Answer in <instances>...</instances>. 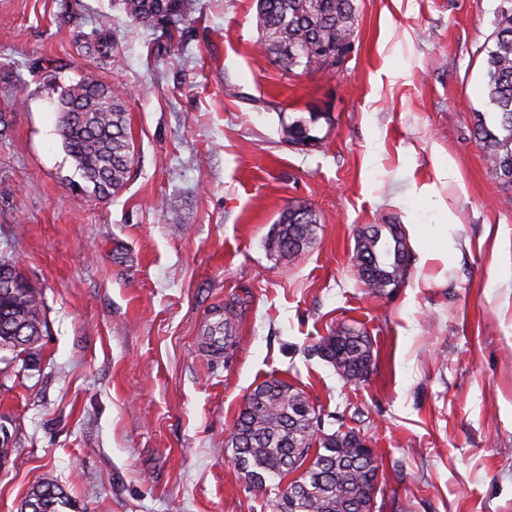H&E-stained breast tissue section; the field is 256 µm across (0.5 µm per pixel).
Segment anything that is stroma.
I'll return each mask as SVG.
<instances>
[{
    "mask_svg": "<svg viewBox=\"0 0 512 512\" xmlns=\"http://www.w3.org/2000/svg\"><path fill=\"white\" fill-rule=\"evenodd\" d=\"M500 0H355L334 74L256 51V0H199L158 40L122 0H0V254L38 288L46 331L0 371V512L52 476L63 512H273L225 446L275 377L365 435L382 512H512V184L473 135ZM112 37L97 66L93 46ZM126 87L135 158L95 197L58 133L62 86ZM310 122L319 142L288 143ZM303 200L317 239L292 266L273 228ZM402 225L405 283L371 293L359 229ZM236 313L229 360L208 330ZM367 335L366 382L313 347Z\"/></svg>",
    "mask_w": 512,
    "mask_h": 512,
    "instance_id": "35a3bbf8",
    "label": "stroma"
}]
</instances>
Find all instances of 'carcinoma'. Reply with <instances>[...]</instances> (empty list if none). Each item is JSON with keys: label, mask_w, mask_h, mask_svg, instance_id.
I'll return each instance as SVG.
<instances>
[{"label": "carcinoma", "mask_w": 512, "mask_h": 512, "mask_svg": "<svg viewBox=\"0 0 512 512\" xmlns=\"http://www.w3.org/2000/svg\"><path fill=\"white\" fill-rule=\"evenodd\" d=\"M134 20L161 29L173 39L194 20L196 0H123ZM358 25L355 0H257L259 48L292 73L328 72L325 55L353 38ZM492 45L485 48L486 94L495 121L479 114L475 135L493 174L512 183V0L495 11ZM128 92L86 74L62 88L58 133L92 193L107 199L130 177L134 147L128 135ZM292 145L315 142L296 121L285 129ZM319 217L305 201L288 205L279 218L272 246L278 259L292 263L317 237ZM410 264L406 236L398 224H368L357 234L353 268L376 294L405 281ZM14 287L6 288L4 284ZM46 322L39 291L9 258L0 257V352L15 356L43 336ZM347 385L370 374L373 353L367 336L351 328L332 331L314 346ZM237 473L248 484L275 485L273 512H373L381 460L365 437L350 429L329 431L305 393L271 377L246 397L225 441ZM287 482L281 489L280 483ZM69 498L51 478L31 486L20 512H60Z\"/></svg>", "instance_id": "obj_1"}]
</instances>
